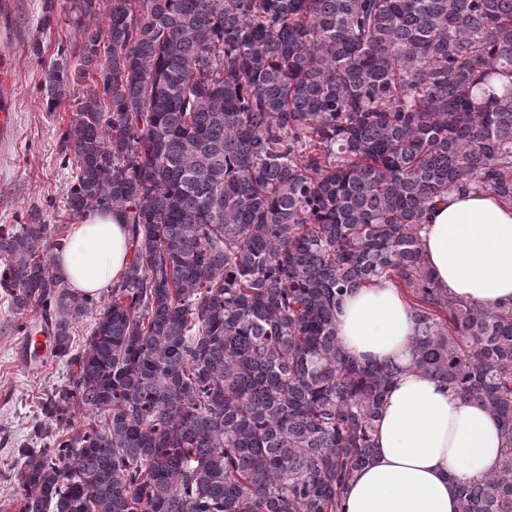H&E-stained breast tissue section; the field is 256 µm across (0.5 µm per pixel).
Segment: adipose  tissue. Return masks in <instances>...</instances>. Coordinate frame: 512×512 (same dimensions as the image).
<instances>
[{"label":"adipose tissue","mask_w":512,"mask_h":512,"mask_svg":"<svg viewBox=\"0 0 512 512\" xmlns=\"http://www.w3.org/2000/svg\"><path fill=\"white\" fill-rule=\"evenodd\" d=\"M422 249L439 288L458 300L512 305V207L489 192H455L430 212ZM129 237L119 214L72 225L53 270L76 294L97 296L125 275ZM343 351L403 371L386 398L376 451L345 492L346 512H459V487L499 459L504 436L481 406L437 376L409 369L414 312L388 279L348 294L336 314Z\"/></svg>","instance_id":"1"}]
</instances>
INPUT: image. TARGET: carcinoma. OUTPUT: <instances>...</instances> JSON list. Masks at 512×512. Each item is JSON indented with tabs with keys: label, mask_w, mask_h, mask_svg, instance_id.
<instances>
[{
	"label": "carcinoma",
	"mask_w": 512,
	"mask_h": 512,
	"mask_svg": "<svg viewBox=\"0 0 512 512\" xmlns=\"http://www.w3.org/2000/svg\"><path fill=\"white\" fill-rule=\"evenodd\" d=\"M71 4L83 68L52 67L47 106L97 80L68 208L119 213L134 254L74 354L94 301L48 260L65 226H0V288L78 368L39 402L17 512H345L402 367L344 354L336 313L380 277L410 367L504 431L459 512H512V306L452 299L421 246L452 191L512 205V0Z\"/></svg>",
	"instance_id": "obj_1"
}]
</instances>
